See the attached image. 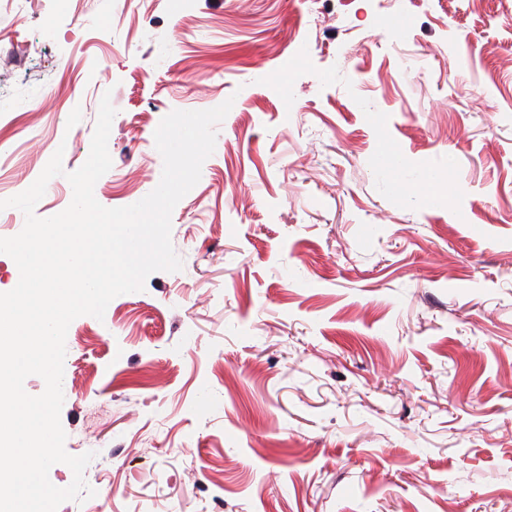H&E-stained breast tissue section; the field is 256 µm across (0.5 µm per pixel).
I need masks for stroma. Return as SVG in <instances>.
I'll list each match as a JSON object with an SVG mask.
<instances>
[{
  "label": "stroma",
  "instance_id": "1",
  "mask_svg": "<svg viewBox=\"0 0 512 512\" xmlns=\"http://www.w3.org/2000/svg\"><path fill=\"white\" fill-rule=\"evenodd\" d=\"M106 93L110 208L156 187L167 114L237 106L172 212L182 269L68 328L95 495L58 512H512V0H29L0 199L60 149L35 213L65 210ZM389 171L391 172L393 179H394V189L400 193H415L422 189H432L437 185L444 186V177L441 174L436 175L435 173L431 171H426L423 174V178L419 185L417 186H410L406 185L402 179L399 178V176L394 172V169L396 168L393 164H388Z\"/></svg>",
  "mask_w": 512,
  "mask_h": 512
}]
</instances>
